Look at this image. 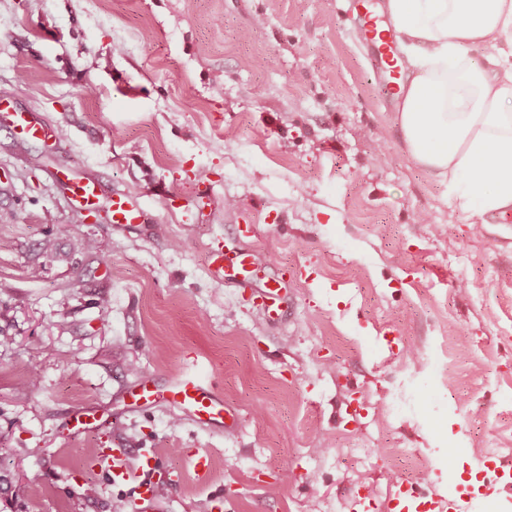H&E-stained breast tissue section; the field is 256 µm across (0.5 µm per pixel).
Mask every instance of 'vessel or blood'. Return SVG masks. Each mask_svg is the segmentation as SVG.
<instances>
[{"label": "vessel or blood", "instance_id": "obj_1", "mask_svg": "<svg viewBox=\"0 0 512 512\" xmlns=\"http://www.w3.org/2000/svg\"><path fill=\"white\" fill-rule=\"evenodd\" d=\"M355 9L360 14V38L375 61V68L388 82H396L401 73L394 30L379 27L380 19L371 10L367 0H356ZM13 129L23 138L48 140L54 130L46 124L32 120L27 113L14 112L9 116ZM58 181L65 184L70 200L80 211H94L99 203H106L111 221L115 224H146L149 213L130 195L122 191L104 194L98 180L90 177L71 178L61 173ZM208 266L213 275H223L232 269L234 276L251 275L246 253L226 254L222 246H214L208 255ZM259 305L270 318L282 314L281 289L270 286L261 289L257 296ZM137 405L178 406L200 428L209 429L224 422V404L210 391L208 383L199 375L186 374L167 387L156 386L151 376H142L133 390ZM93 468L105 470L112 483L123 485L134 482L135 471L146 472V479L135 482L136 505H147L150 512H166V503L157 492L158 485L168 483L167 470L158 465V451L154 448H100L91 457ZM394 512H460V499L454 495L432 494L419 497L407 488H400L394 498Z\"/></svg>", "mask_w": 512, "mask_h": 512}]
</instances>
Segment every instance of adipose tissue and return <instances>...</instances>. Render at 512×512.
I'll list each match as a JSON object with an SVG mask.
<instances>
[{
    "mask_svg": "<svg viewBox=\"0 0 512 512\" xmlns=\"http://www.w3.org/2000/svg\"><path fill=\"white\" fill-rule=\"evenodd\" d=\"M409 157L475 224L512 211V0H386Z\"/></svg>",
    "mask_w": 512,
    "mask_h": 512,
    "instance_id": "adipose-tissue-1",
    "label": "adipose tissue"
}]
</instances>
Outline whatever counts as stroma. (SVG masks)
Wrapping results in <instances>:
<instances>
[{
    "instance_id": "1",
    "label": "stroma",
    "mask_w": 512,
    "mask_h": 512,
    "mask_svg": "<svg viewBox=\"0 0 512 512\" xmlns=\"http://www.w3.org/2000/svg\"><path fill=\"white\" fill-rule=\"evenodd\" d=\"M0 106L65 132L0 121V512H112L134 487L99 448L159 449L167 512H391L401 483L512 470V222L470 223L408 156L352 0H0ZM62 168L150 223L77 219ZM218 238L250 286L209 272ZM132 361L198 372L223 427L133 406ZM8 117L13 129L25 139L48 140L56 137L49 125L30 119L26 112H13ZM283 288L270 286L262 288L256 299L263 311L272 319H278L282 316V300L281 292Z\"/></svg>"
}]
</instances>
